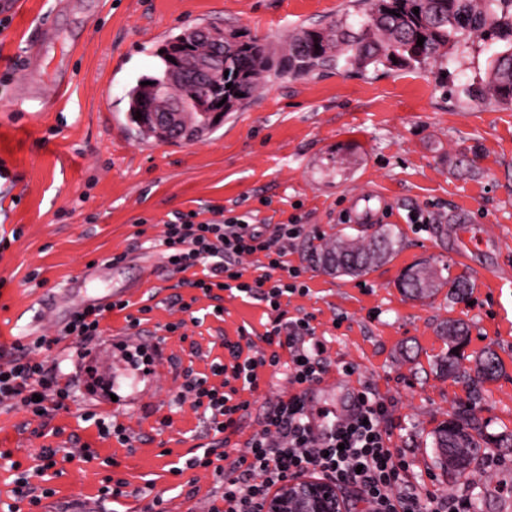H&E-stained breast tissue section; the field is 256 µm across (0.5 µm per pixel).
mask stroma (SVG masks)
<instances>
[{
  "instance_id": "1",
  "label": "stroma",
  "mask_w": 512,
  "mask_h": 512,
  "mask_svg": "<svg viewBox=\"0 0 512 512\" xmlns=\"http://www.w3.org/2000/svg\"><path fill=\"white\" fill-rule=\"evenodd\" d=\"M55 13L54 0H12L0 32V360L24 334L53 336L63 325L55 299L76 276L88 289L124 291L132 307L149 305L140 328L107 315L86 360L56 349L76 405L43 420L22 411L0 414V450L54 489L39 512H208L216 491L212 470L186 468L211 451L218 465L235 460L262 428L267 411L288 394L286 368H260L259 387L236 429L218 443L208 417L191 401L176 403L187 372L221 384L211 367L226 361L225 340L248 331L254 349L277 312L266 303L225 295L213 301L164 266L158 241L180 213L209 207L252 212L265 235L297 221L304 231L285 241L288 265L302 268L306 291L284 295L287 317L311 315L325 349V371L310 388L312 403L352 408L359 391L389 405L393 447L429 489L471 497L477 512H501L512 501V110L466 105L451 93L458 71H327L269 84L203 140L137 138L127 117L129 85L151 73L169 38L199 26L233 28L244 38L286 41L295 27L320 29L362 10L361 0H74ZM53 20L59 39L41 62L44 92L57 97L41 112L11 104L15 67L39 25ZM68 59L74 79L63 94L55 68ZM383 194L382 223L398 242L384 262L358 277L315 265L320 240L363 241L375 227L345 224L353 197ZM429 215L413 224L411 212ZM121 256L118 266L109 258ZM428 261L444 285L427 299L405 296L404 271ZM468 277L466 299L451 293ZM190 301L201 322L181 310ZM469 328L460 348L464 367L482 351L501 363L496 379L471 390L464 377L439 368L450 346L441 328ZM177 324L167 332V324ZM145 347L150 373L134 369L126 350ZM473 408L489 453L466 478L438 468L433 434L458 406ZM110 413L130 446L100 438L80 410ZM98 456L84 458L82 444ZM66 450L56 473L37 472L44 447ZM182 475H173V468ZM124 479L128 494L102 499L104 476Z\"/></svg>"
}]
</instances>
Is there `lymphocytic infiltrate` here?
<instances>
[{
    "label": "lymphocytic infiltrate",
    "mask_w": 512,
    "mask_h": 512,
    "mask_svg": "<svg viewBox=\"0 0 512 512\" xmlns=\"http://www.w3.org/2000/svg\"><path fill=\"white\" fill-rule=\"evenodd\" d=\"M276 231V238L264 237L246 213L199 222L181 213L166 224L160 244L172 272L203 267L204 277L192 285L205 295L234 291L276 311L282 296L298 291L302 274L300 268L286 266L276 242L298 238L303 227L280 224ZM255 254L264 255L268 271L248 281L241 259ZM129 306L128 300L115 299L86 307L70 316L59 335L16 341L11 357L0 363V409L46 418L69 410L73 388L62 380L56 364L41 360V353L67 339L73 355L85 359L89 344L103 333L101 323L107 314L124 313L129 328L141 326V317L129 314ZM263 341L265 350L253 357L245 355L241 342L225 341L229 360L213 368L214 374L223 376V384L216 386L207 377L192 374L185 385L193 407L208 412L210 429L221 434L235 428L249 410L251 402L243 394L257 390L258 368L288 365L291 392L266 414L262 429L231 469L213 466L207 452L188 459L187 468H213L222 484L219 502L209 512H262L272 488L308 472L341 490L357 486L369 512H471L469 498L432 491L412 476L401 449L390 445L389 407L384 400L358 393L351 412L343 417L328 409H310L307 390L319 378L324 354L310 316L274 325Z\"/></svg>",
    "instance_id": "f902f5d3"
}]
</instances>
